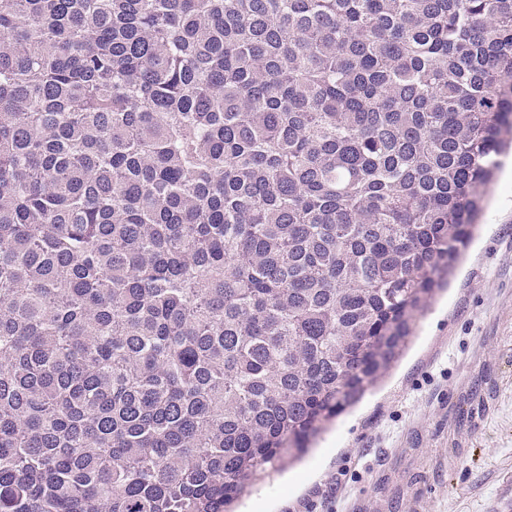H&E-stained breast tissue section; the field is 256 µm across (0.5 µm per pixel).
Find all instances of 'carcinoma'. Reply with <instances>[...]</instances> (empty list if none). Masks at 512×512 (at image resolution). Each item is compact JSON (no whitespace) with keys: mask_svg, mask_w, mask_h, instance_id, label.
Instances as JSON below:
<instances>
[{"mask_svg":"<svg viewBox=\"0 0 512 512\" xmlns=\"http://www.w3.org/2000/svg\"><path fill=\"white\" fill-rule=\"evenodd\" d=\"M512 131V0H0V512H228L406 347Z\"/></svg>","mask_w":512,"mask_h":512,"instance_id":"carcinoma-1","label":"carcinoma"}]
</instances>
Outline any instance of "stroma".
Here are the masks:
<instances>
[{
    "label": "stroma",
    "mask_w": 512,
    "mask_h": 512,
    "mask_svg": "<svg viewBox=\"0 0 512 512\" xmlns=\"http://www.w3.org/2000/svg\"><path fill=\"white\" fill-rule=\"evenodd\" d=\"M512 512V160L384 382L235 512Z\"/></svg>",
    "instance_id": "stroma-1"
}]
</instances>
